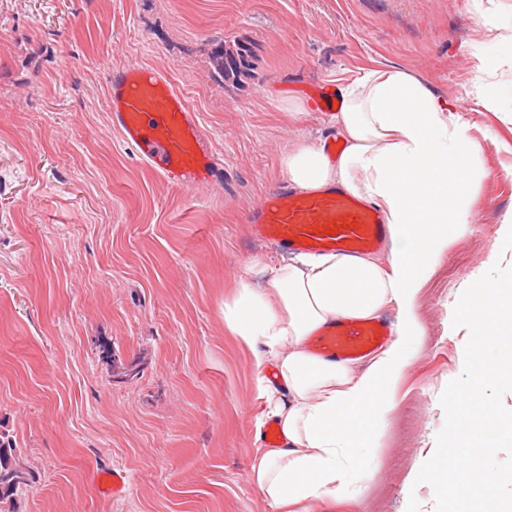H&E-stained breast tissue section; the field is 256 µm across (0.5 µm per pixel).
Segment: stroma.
Here are the masks:
<instances>
[{
  "instance_id": "35a3bbf8",
  "label": "stroma",
  "mask_w": 512,
  "mask_h": 512,
  "mask_svg": "<svg viewBox=\"0 0 512 512\" xmlns=\"http://www.w3.org/2000/svg\"><path fill=\"white\" fill-rule=\"evenodd\" d=\"M250 40L251 78L215 79L214 40ZM171 71L219 161L168 183L121 139L110 68ZM376 68L423 78L483 145L484 179L460 240L417 300L415 345L373 461L336 512H435L416 476L462 375L453 310L512 211V0H0V425L39 476L21 512H274L253 483L259 446L249 350L224 333V298L283 251L248 221L287 182L282 156L337 135L314 85ZM500 97V111L482 93ZM299 102L304 112H286ZM143 357L110 382L105 353ZM125 474L103 497L96 475Z\"/></svg>"
}]
</instances>
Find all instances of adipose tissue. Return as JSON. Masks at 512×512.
<instances>
[{"instance_id":"obj_1","label":"adipose tissue","mask_w":512,"mask_h":512,"mask_svg":"<svg viewBox=\"0 0 512 512\" xmlns=\"http://www.w3.org/2000/svg\"><path fill=\"white\" fill-rule=\"evenodd\" d=\"M340 95L342 151L332 159L303 141L281 166L296 187L338 185L376 206L390 229L388 262L306 254L276 267L264 287L239 279L224 300L225 332L251 350L262 402L256 419H273L283 438L251 464L275 512H321L347 489L356 450L392 408L407 346L422 334L418 293L466 231L483 179L481 146L468 127L449 124L453 104L418 76L375 69ZM389 307L399 315L397 337L363 373L311 353L321 325Z\"/></svg>"}]
</instances>
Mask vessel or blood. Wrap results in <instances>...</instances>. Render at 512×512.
Segmentation results:
<instances>
[{
    "mask_svg": "<svg viewBox=\"0 0 512 512\" xmlns=\"http://www.w3.org/2000/svg\"><path fill=\"white\" fill-rule=\"evenodd\" d=\"M109 98L111 121L124 143L168 182L189 189L211 181L218 159L196 112L174 88L167 69L142 63L114 69ZM250 220L256 235L312 254L372 252L390 235L374 206L334 186L269 192ZM330 225L335 234H327ZM390 333L383 321L339 318L314 337L312 346L329 360L354 359L374 351Z\"/></svg>",
    "mask_w": 512,
    "mask_h": 512,
    "instance_id": "obj_1",
    "label": "vessel or blood"
}]
</instances>
